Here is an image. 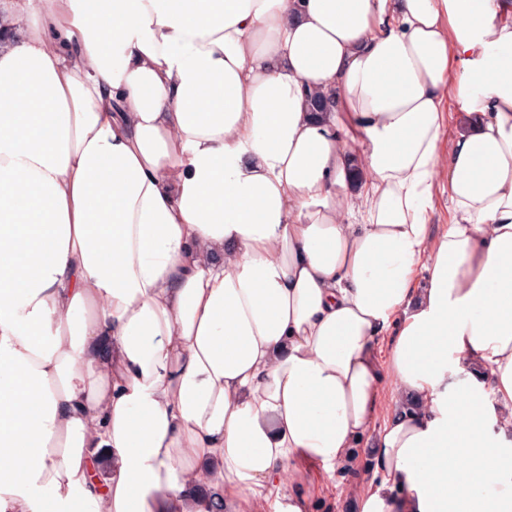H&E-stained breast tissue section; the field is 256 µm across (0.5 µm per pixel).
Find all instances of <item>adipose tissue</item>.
I'll use <instances>...</instances> for the list:
<instances>
[{"label":"adipose tissue","mask_w":512,"mask_h":512,"mask_svg":"<svg viewBox=\"0 0 512 512\" xmlns=\"http://www.w3.org/2000/svg\"><path fill=\"white\" fill-rule=\"evenodd\" d=\"M362 446L358 512H512V0H0V512Z\"/></svg>","instance_id":"1"}]
</instances>
